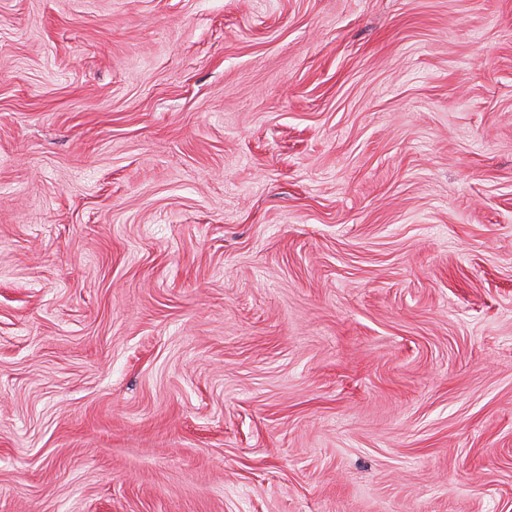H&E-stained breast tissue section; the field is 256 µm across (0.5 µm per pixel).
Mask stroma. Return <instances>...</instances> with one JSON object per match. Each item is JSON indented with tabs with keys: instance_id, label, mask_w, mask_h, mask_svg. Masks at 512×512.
<instances>
[{
	"instance_id": "stroma-1",
	"label": "stroma",
	"mask_w": 512,
	"mask_h": 512,
	"mask_svg": "<svg viewBox=\"0 0 512 512\" xmlns=\"http://www.w3.org/2000/svg\"><path fill=\"white\" fill-rule=\"evenodd\" d=\"M0 512H512V0H0Z\"/></svg>"
}]
</instances>
